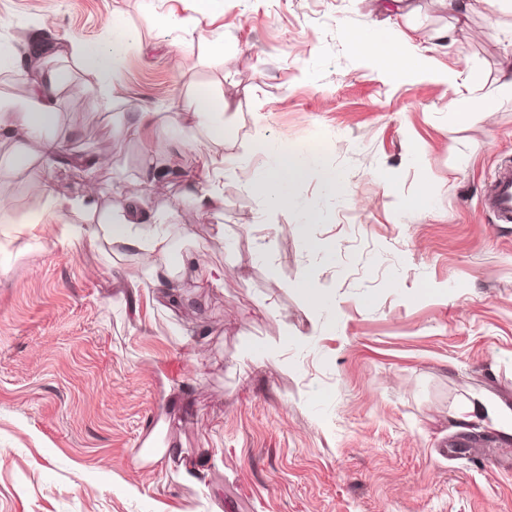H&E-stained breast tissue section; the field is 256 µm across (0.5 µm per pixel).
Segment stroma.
Instances as JSON below:
<instances>
[{"label": "stroma", "instance_id": "obj_1", "mask_svg": "<svg viewBox=\"0 0 512 512\" xmlns=\"http://www.w3.org/2000/svg\"><path fill=\"white\" fill-rule=\"evenodd\" d=\"M175 4L0 0V104L25 108L40 69H67L60 153L99 160L55 165L57 193L96 188L112 213L149 150L186 176L203 150L234 164L219 215L175 180L142 200L174 215V302L143 288L138 255L58 244L44 224L0 237V512H512V434L457 416L477 395L512 406V224L482 207L512 162V99L488 97L512 74V5L224 0L178 56L159 21ZM116 5L132 39L105 75L122 95L106 112L55 41L111 46ZM377 33L416 46L424 70L352 50ZM34 47L25 70L10 64ZM207 88L224 94L220 144L187 140L175 110ZM131 103L157 111L165 146L120 130ZM282 148L336 187L310 177L295 207L266 211L243 180ZM40 153L0 143V226L41 212L26 171ZM422 192L427 207L403 211ZM196 254L222 285L201 286ZM249 346L267 357L241 363Z\"/></svg>", "mask_w": 512, "mask_h": 512}]
</instances>
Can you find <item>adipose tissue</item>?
I'll return each instance as SVG.
<instances>
[{"mask_svg": "<svg viewBox=\"0 0 512 512\" xmlns=\"http://www.w3.org/2000/svg\"><path fill=\"white\" fill-rule=\"evenodd\" d=\"M66 78L64 70H42L29 88V111L16 112L0 105V137L22 142L30 138L36 130H56L58 114L54 107V94ZM178 107L188 115L190 131L203 132L211 142H223V97L207 92L180 101ZM58 149V140L53 136L46 141L43 148L42 164L37 175V186L44 199L41 215L32 222L24 220L15 223L14 232H21L34 222L46 223L48 218L62 212H98L92 191L71 195L55 192L53 158ZM198 165L199 176L184 180L183 193L200 213H216L224 206V194L218 187V181L229 172L230 166L209 151L199 152ZM308 175L309 170L304 162L285 154L276 164L255 172L246 180L245 186L261 198L267 208L285 210L293 206L295 190ZM164 178V169L156 163L154 156H145L138 178L130 184L129 206L126 210L118 214L98 212L99 219L94 224L63 225L56 236L57 241L68 239L89 245L104 241L121 251L140 255L148 265V287L169 289L168 259L171 245L167 229L168 218L160 213L146 214L140 207L145 193Z\"/></svg>", "mask_w": 512, "mask_h": 512, "instance_id": "1", "label": "adipose tissue"}]
</instances>
